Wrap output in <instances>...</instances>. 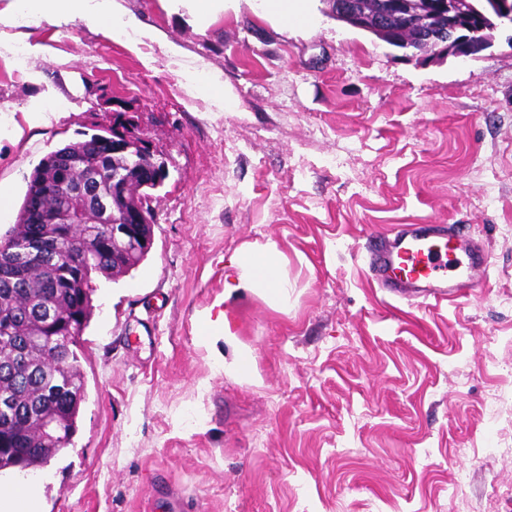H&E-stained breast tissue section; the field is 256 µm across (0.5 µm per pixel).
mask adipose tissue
Masks as SVG:
<instances>
[{"mask_svg": "<svg viewBox=\"0 0 512 512\" xmlns=\"http://www.w3.org/2000/svg\"><path fill=\"white\" fill-rule=\"evenodd\" d=\"M27 12L41 16L74 17L91 25L112 31V38L137 48L151 33L143 28L132 15L117 17L114 0H24ZM231 280L224 285V296L214 303L201 318L200 334L205 342L222 337L224 346L230 349V357L221 359L225 375L236 379H253L244 349L231 328L233 318L232 299L242 291L261 292L275 303L288 302V279L282 272V259L275 244L266 245L260 252H243L233 255L229 261Z\"/></svg>", "mask_w": 512, "mask_h": 512, "instance_id": "adipose-tissue-1", "label": "adipose tissue"}]
</instances>
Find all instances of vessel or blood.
<instances>
[{
  "instance_id": "obj_1",
  "label": "vessel or blood",
  "mask_w": 512,
  "mask_h": 512,
  "mask_svg": "<svg viewBox=\"0 0 512 512\" xmlns=\"http://www.w3.org/2000/svg\"><path fill=\"white\" fill-rule=\"evenodd\" d=\"M464 256L456 276L448 274V256ZM486 256L462 237L423 224H403L392 237L374 239L370 269L384 287L400 297L440 303L466 297L470 279Z\"/></svg>"
}]
</instances>
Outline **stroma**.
Returning a JSON list of instances; mask_svg holds the SVG:
<instances>
[{"mask_svg": "<svg viewBox=\"0 0 512 512\" xmlns=\"http://www.w3.org/2000/svg\"><path fill=\"white\" fill-rule=\"evenodd\" d=\"M117 2L155 40L133 51L78 18L0 20V108L25 127L0 143L14 207L0 234L39 161L118 114H140L169 170L145 259L94 277L76 432L30 470L40 512H512V37L463 61L407 58L325 0L300 32L247 0L203 32L163 0ZM37 100L60 111L26 127ZM399 224L482 247L470 297L379 288L367 238ZM271 242L288 303L234 298L258 376L236 380L199 321L229 258ZM142 318L155 342H130Z\"/></svg>", "mask_w": 512, "mask_h": 512, "instance_id": "1", "label": "stroma"}]
</instances>
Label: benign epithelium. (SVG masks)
Segmentation results:
<instances>
[{"label":"benign epithelium","instance_id":"1","mask_svg":"<svg viewBox=\"0 0 512 512\" xmlns=\"http://www.w3.org/2000/svg\"><path fill=\"white\" fill-rule=\"evenodd\" d=\"M327 15L413 53L472 58L493 44L495 32L512 28V0H440L431 7L420 0H380L369 12L361 0H328ZM414 32L412 38L392 36L393 24ZM136 155L141 161L126 171L112 169L113 156ZM168 174L167 159L144 136L139 117L114 119L112 133L100 140L68 146L53 160L49 174L25 199L24 220L31 225L28 246L19 250L0 240V264L8 269L36 264L66 275L68 288L82 287L86 248L140 237L144 225L154 223L147 190L160 187ZM104 225L100 234L63 249L67 224H83L90 209ZM46 438H53L58 421L43 411L30 414Z\"/></svg>","mask_w":512,"mask_h":512}]
</instances>
